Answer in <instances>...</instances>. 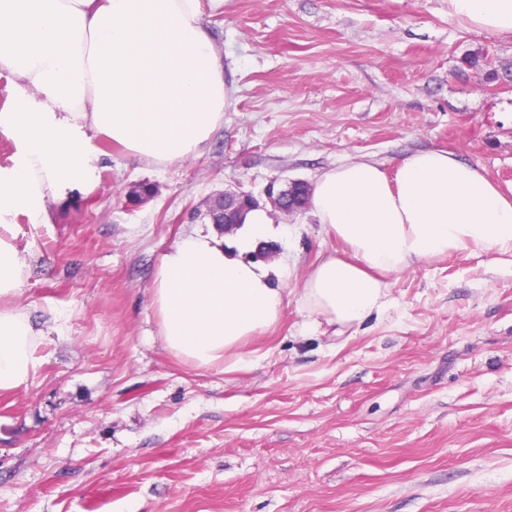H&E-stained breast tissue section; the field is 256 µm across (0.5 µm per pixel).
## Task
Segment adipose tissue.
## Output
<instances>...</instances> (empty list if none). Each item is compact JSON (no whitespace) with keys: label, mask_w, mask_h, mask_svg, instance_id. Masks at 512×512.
<instances>
[{"label":"adipose tissue","mask_w":512,"mask_h":512,"mask_svg":"<svg viewBox=\"0 0 512 512\" xmlns=\"http://www.w3.org/2000/svg\"><path fill=\"white\" fill-rule=\"evenodd\" d=\"M472 27L512 33V0H448ZM35 98L0 113L22 148L0 179V391L25 388L41 358V331L25 307L28 266L8 218L89 187L101 136L132 157L168 165L201 156L224 121L219 50L202 0H0V73ZM311 206L343 246L319 253L300 287L294 267L259 257L287 229L249 211L233 238L199 228L162 254L151 305L175 358L221 372L297 301L310 319L361 326L386 312L392 277L476 247L512 257V197L478 166L443 150L399 158L394 175L353 160L319 175Z\"/></svg>","instance_id":"adipose-tissue-1"}]
</instances>
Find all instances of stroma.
<instances>
[{
    "mask_svg": "<svg viewBox=\"0 0 512 512\" xmlns=\"http://www.w3.org/2000/svg\"><path fill=\"white\" fill-rule=\"evenodd\" d=\"M204 22L228 104L203 155L163 167L99 139L93 189L55 223L9 218L45 339L0 392V512H512L511 264L473 247L412 266L348 335L289 303L263 357L223 373L167 351L150 299L227 188L301 225L277 246L301 275L337 242L263 200L271 179L436 149L511 195L512 34L448 0H224ZM135 182L156 192L133 208Z\"/></svg>",
    "mask_w": 512,
    "mask_h": 512,
    "instance_id": "stroma-1",
    "label": "stroma"
}]
</instances>
